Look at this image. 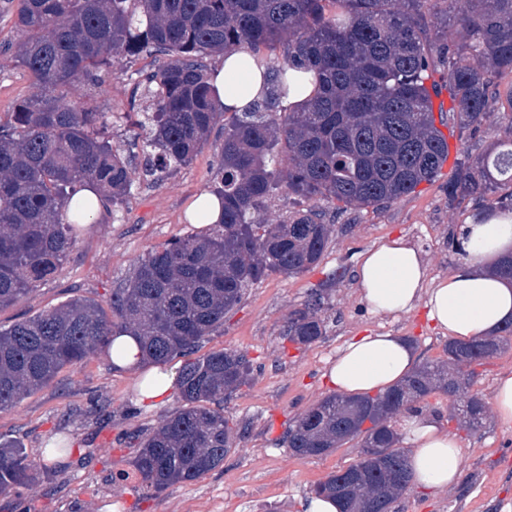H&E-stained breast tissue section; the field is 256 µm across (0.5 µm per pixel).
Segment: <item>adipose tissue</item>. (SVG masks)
Listing matches in <instances>:
<instances>
[{"instance_id":"1","label":"adipose tissue","mask_w":512,"mask_h":512,"mask_svg":"<svg viewBox=\"0 0 512 512\" xmlns=\"http://www.w3.org/2000/svg\"><path fill=\"white\" fill-rule=\"evenodd\" d=\"M268 69L248 48L220 55L212 71L217 103L238 112L261 100ZM462 255L448 274L433 277L429 262L410 240L397 236L364 253L355 273L361 302L374 314H408L425 307L428 319L449 338L482 340L512 322V281L496 273L497 263L512 256V218L493 213L463 225L458 241ZM124 348L114 368L144 372L138 402L148 409L163 406L174 376L143 370L136 337L117 339ZM419 364L418 353L404 337L366 332L337 349L326 373L333 392L358 395L395 386ZM414 486L452 489L464 479L465 452L454 435L424 414L406 421Z\"/></svg>"}]
</instances>
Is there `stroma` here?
Masks as SVG:
<instances>
[{"label":"stroma","instance_id":"stroma-1","mask_svg":"<svg viewBox=\"0 0 512 512\" xmlns=\"http://www.w3.org/2000/svg\"><path fill=\"white\" fill-rule=\"evenodd\" d=\"M21 40L12 0H0L2 118L31 91V80L14 57ZM155 63L152 57L128 59L103 70L99 85L79 83L63 89L66 99L112 117V144L130 158L134 187L113 216L87 224L50 280L0 310L1 325L76 296L106 298L125 285L139 256L193 232L186 210L222 177L224 125L212 127L189 165L157 183L143 180L140 130L130 115L153 106L133 89L141 73ZM500 110V103H491V118L464 144L472 155L490 151L503 137ZM464 145L449 137L441 176L421 184L415 193L376 208H327L325 221L332 235L319 264L293 276L273 273L249 285L241 306L202 338L198 354L238 350L256 366L251 383L224 404L225 416L247 432L221 467L150 497L131 485L112 483L113 475L131 468L134 449L127 436L155 431L179 401L173 396L156 409L139 406L137 377L114 371L110 358L98 351L0 413V443H20L35 460L43 458L54 440L71 449L67 462L21 493L0 495V512H303L301 502L315 486L353 464L359 454L354 441L320 457L293 455L280 443L289 423L329 394L325 373L337 348L374 330L412 339L423 360L444 357L448 338L427 320L425 308L390 317L371 314L360 304L354 281L362 254L393 235L411 239L422 249L431 275L445 274L460 260L455 247L459 229L479 210L472 202L457 206L448 201V180ZM317 294L328 304L324 336L299 349L284 345L281 332L290 314ZM455 436L466 452L461 485L442 492L408 491L396 500L394 512H512V427L490 415L480 431L459 430Z\"/></svg>","mask_w":512,"mask_h":512}]
</instances>
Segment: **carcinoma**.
I'll return each instance as SVG.
<instances>
[{
  "label": "carcinoma",
  "instance_id": "1",
  "mask_svg": "<svg viewBox=\"0 0 512 512\" xmlns=\"http://www.w3.org/2000/svg\"><path fill=\"white\" fill-rule=\"evenodd\" d=\"M429 0H17L23 34L17 63L36 92L0 121V310L49 279L76 247L88 206L74 199L97 185L116 206L130 193L127 157L112 146L99 112L64 104L56 89L95 84L127 58L161 53L169 61L137 83L156 101L137 114L145 132L143 173L161 180L191 163L224 118L223 178L212 193L222 222L140 256L131 279L104 300L75 297L0 326V412L52 383L93 352L119 354L118 333L141 337L147 363L183 359L180 407L139 441L134 478L147 493L193 482L224 464L246 432L224 416V400L247 385V355L220 349L191 357L224 325L245 287L271 272L303 273L320 262L330 235L322 205L375 208L440 176L448 139L439 126L475 133L500 99L494 77L512 75V0H443L449 27L431 29ZM246 46L272 55L271 88L244 112H218L204 59ZM314 74L303 107H280L294 76ZM440 75L453 107L434 115ZM498 150L463 148L448 201L512 213V88ZM280 190L309 202L282 224L256 220ZM324 298L295 310L282 336L307 345L325 332ZM493 355L512 348V323L488 339ZM486 358L448 341L446 359L424 362L396 388L373 396L329 395L288 428L300 456H323L349 441L359 455L316 489L343 512H392L409 490L407 450L392 419L414 414L435 393L448 396V420L474 433L487 408L471 378ZM40 470L21 445L0 444V494L27 486Z\"/></svg>",
  "mask_w": 512,
  "mask_h": 512
}]
</instances>
